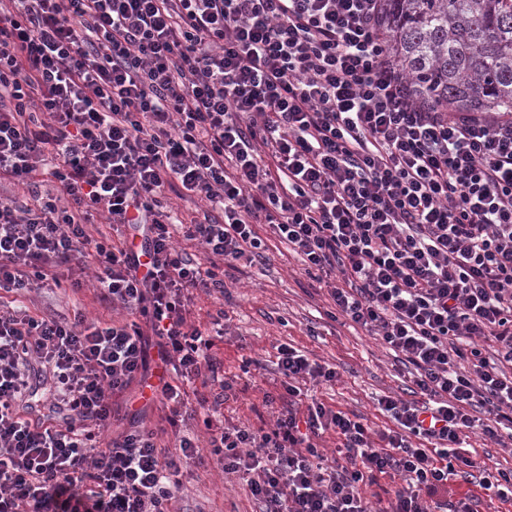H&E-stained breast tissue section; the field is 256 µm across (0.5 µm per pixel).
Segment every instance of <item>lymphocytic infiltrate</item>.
Listing matches in <instances>:
<instances>
[{
	"label": "lymphocytic infiltrate",
	"mask_w": 512,
	"mask_h": 512,
	"mask_svg": "<svg viewBox=\"0 0 512 512\" xmlns=\"http://www.w3.org/2000/svg\"><path fill=\"white\" fill-rule=\"evenodd\" d=\"M381 2L0 0V180L46 167L53 182L29 206L0 197V292L19 301L0 304V512H173L186 465L247 474L262 512H373L383 476L390 512H473L448 493L471 470L512 504V468L462 451L475 432L512 443V116L418 104ZM170 190L223 221L178 225ZM259 224L339 279L337 312L413 366L419 399L381 402L395 429L303 404L300 380L336 372L291 347L274 424L225 426L224 316L189 315L198 295L223 298L224 265L265 260ZM89 269L123 319L30 315L24 299L80 291ZM155 357L167 444L143 411L112 425ZM34 362L53 414L20 409Z\"/></svg>",
	"instance_id": "1"
}]
</instances>
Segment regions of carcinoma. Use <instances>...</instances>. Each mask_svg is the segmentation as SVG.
Masks as SVG:
<instances>
[{"instance_id":"carcinoma-1","label":"carcinoma","mask_w":512,"mask_h":512,"mask_svg":"<svg viewBox=\"0 0 512 512\" xmlns=\"http://www.w3.org/2000/svg\"><path fill=\"white\" fill-rule=\"evenodd\" d=\"M381 28L418 101L512 114V0H384Z\"/></svg>"}]
</instances>
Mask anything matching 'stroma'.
I'll return each instance as SVG.
<instances>
[{"instance_id": "stroma-1", "label": "stroma", "mask_w": 512, "mask_h": 512, "mask_svg": "<svg viewBox=\"0 0 512 512\" xmlns=\"http://www.w3.org/2000/svg\"><path fill=\"white\" fill-rule=\"evenodd\" d=\"M256 230L267 243L268 261L225 268L223 300L200 297L192 315L206 327L216 310L224 312V335L214 351L220 376L233 385L223 405L225 425L274 423L288 401L277 353L290 346L336 371L332 382H300L303 402L324 403L376 431L392 428L380 400L412 397L413 384L400 357L364 328L336 316L327 288L310 278L286 241L265 225ZM34 306L69 317L80 310L102 320L112 315L90 289L73 294L46 288L35 295ZM181 481L176 512H260L239 474L187 467Z\"/></svg>"}]
</instances>
